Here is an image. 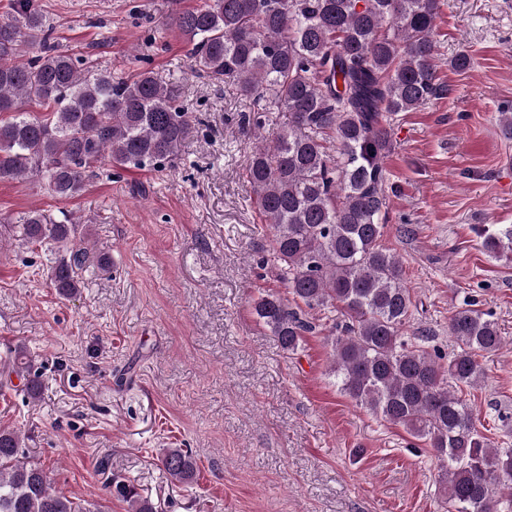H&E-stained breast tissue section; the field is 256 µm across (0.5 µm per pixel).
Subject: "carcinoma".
<instances>
[{
    "instance_id": "cac0c4a2",
    "label": "carcinoma",
    "mask_w": 512,
    "mask_h": 512,
    "mask_svg": "<svg viewBox=\"0 0 512 512\" xmlns=\"http://www.w3.org/2000/svg\"><path fill=\"white\" fill-rule=\"evenodd\" d=\"M11 6L0 21V113H11L0 120V181L38 176L69 198L103 160L124 170L175 162L194 117L174 86L149 69L128 80L84 67L49 42L34 0ZM440 8L441 0H207L171 24L191 45L194 72L233 81L253 102L242 118L257 140L246 177L293 299L261 296L259 321L293 353L317 328L309 312H328L337 388L432 449L448 512H512V448L481 434L462 398L482 382L477 354L503 346L497 324L468 304L448 319L451 351L428 329L407 336L414 302L399 256L382 244L390 120L443 93ZM276 112L288 123L277 125ZM8 225L29 245L61 249L50 280L64 297L78 293L87 268L109 264L74 222L34 209ZM476 233L493 257L512 255V224ZM21 447L18 433L0 429V512H104L53 491L43 467L17 464ZM158 461L178 482L196 477L189 448H162ZM108 486L129 512H153L132 482Z\"/></svg>"
}]
</instances>
